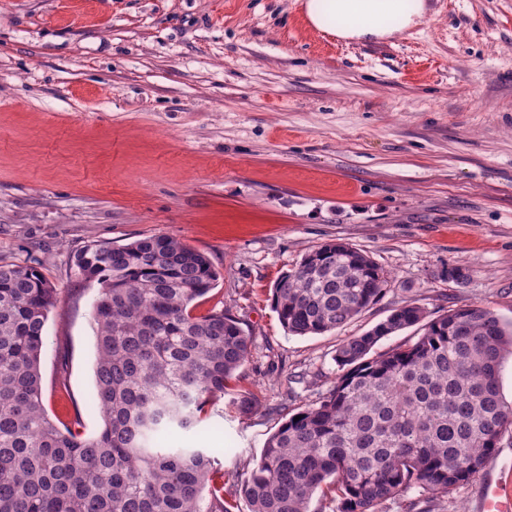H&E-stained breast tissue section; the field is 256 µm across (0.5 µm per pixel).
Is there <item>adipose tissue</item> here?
<instances>
[{
    "label": "adipose tissue",
    "mask_w": 512,
    "mask_h": 512,
    "mask_svg": "<svg viewBox=\"0 0 512 512\" xmlns=\"http://www.w3.org/2000/svg\"><path fill=\"white\" fill-rule=\"evenodd\" d=\"M308 23L318 31L356 41H376L415 27L425 0H306Z\"/></svg>",
    "instance_id": "obj_1"
}]
</instances>
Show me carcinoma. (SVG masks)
<instances>
[{
	"instance_id": "1",
	"label": "carcinoma",
	"mask_w": 512,
	"mask_h": 512,
	"mask_svg": "<svg viewBox=\"0 0 512 512\" xmlns=\"http://www.w3.org/2000/svg\"><path fill=\"white\" fill-rule=\"evenodd\" d=\"M74 266L100 284L95 385L104 426L85 436L43 402L40 355L56 289L31 266L0 264V512H235L212 448H166L189 432L249 355L240 322L198 313L218 273L198 250L163 234L89 245ZM388 277L366 253L325 243L272 287L290 335L342 328L377 304ZM412 330L386 351L384 338ZM512 328L484 307L433 316L415 302L336 349L338 377L266 440L242 485L248 512H309L315 492L333 512H436L481 471L512 429L500 367Z\"/></svg>"
}]
</instances>
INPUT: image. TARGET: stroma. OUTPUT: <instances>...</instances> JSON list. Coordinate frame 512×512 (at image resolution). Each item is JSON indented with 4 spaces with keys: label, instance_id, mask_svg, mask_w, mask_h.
<instances>
[{
    "label": "stroma",
    "instance_id": "obj_1",
    "mask_svg": "<svg viewBox=\"0 0 512 512\" xmlns=\"http://www.w3.org/2000/svg\"><path fill=\"white\" fill-rule=\"evenodd\" d=\"M427 2L419 26L361 43L312 28L304 0H0V262L57 290L51 418L103 427L100 286L73 265L92 244L165 234L215 268L199 309L235 316L250 354L181 439L216 449L233 500L286 413L333 386L336 348L393 307L512 323V0ZM326 242L371 256L386 293L342 329L289 335L271 288Z\"/></svg>",
    "mask_w": 512,
    "mask_h": 512
}]
</instances>
